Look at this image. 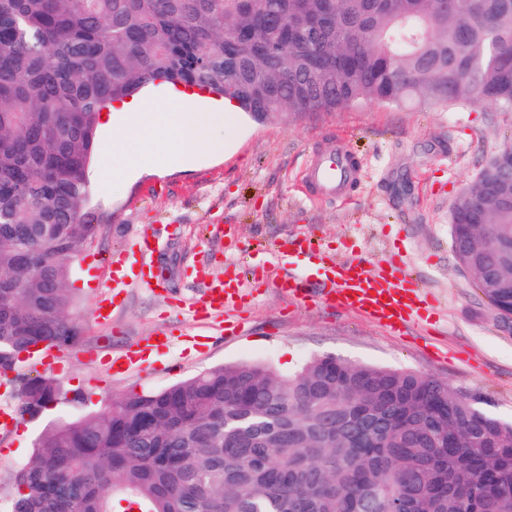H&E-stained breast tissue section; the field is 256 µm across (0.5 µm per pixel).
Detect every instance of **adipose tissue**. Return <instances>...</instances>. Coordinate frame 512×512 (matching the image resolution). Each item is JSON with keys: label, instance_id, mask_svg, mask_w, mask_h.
Masks as SVG:
<instances>
[{"label": "adipose tissue", "instance_id": "1", "mask_svg": "<svg viewBox=\"0 0 512 512\" xmlns=\"http://www.w3.org/2000/svg\"><path fill=\"white\" fill-rule=\"evenodd\" d=\"M193 102V95L187 93L175 94L170 100L175 109L173 123L180 134V154L186 158L210 150L213 146L209 136L211 127L223 122L225 116L233 112L229 104L220 112H194L190 109ZM150 106V101L137 96L121 103L120 110L126 116V123L113 133V145L131 141L144 149L153 145L155 129L149 114Z\"/></svg>", "mask_w": 512, "mask_h": 512}]
</instances>
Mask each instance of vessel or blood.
I'll use <instances>...</instances> for the list:
<instances>
[{
  "mask_svg": "<svg viewBox=\"0 0 512 512\" xmlns=\"http://www.w3.org/2000/svg\"><path fill=\"white\" fill-rule=\"evenodd\" d=\"M357 178V166L340 149L316 156L304 175L309 188L331 200L343 194ZM155 248L154 233L141 232L113 261L111 288L137 285L165 292L164 281L152 268ZM266 285L297 300L319 298L393 331L414 322L431 303L428 291L408 272L403 261L374 263L360 256L342 257L303 236L280 242L273 262L254 269L251 279H244L236 267L227 266L223 278L207 283L193 316L205 326L234 331L242 325L249 288ZM168 345V340L155 336L133 341L120 356L108 360L107 371L123 374L141 367L152 351Z\"/></svg>",
  "mask_w": 512,
  "mask_h": 512,
  "instance_id": "obj_1",
  "label": "vessel or blood"
}]
</instances>
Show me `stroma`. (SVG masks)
I'll use <instances>...</instances> for the list:
<instances>
[{
	"label": "stroma",
	"instance_id": "obj_1",
	"mask_svg": "<svg viewBox=\"0 0 512 512\" xmlns=\"http://www.w3.org/2000/svg\"><path fill=\"white\" fill-rule=\"evenodd\" d=\"M148 92L157 130L151 165L128 172L129 154L122 150L110 155L107 171L90 165L92 202L112 219L70 262L71 314L81 334L55 377V401L37 415H22L14 433L0 434V504L9 502L16 469L31 458L49 424L225 364L266 363L288 374L332 355L409 370L443 380L512 421V329L461 268L449 216L458 193L491 156L512 145V114L486 103L366 102L306 117L280 112L258 122L238 111L211 128L217 152L181 165L173 161L178 136L168 121L171 89ZM338 147L360 174L345 198L331 202L306 187L303 175L314 155ZM148 226L159 239L152 261L167 292L125 289L110 323H97L93 311L109 276L106 258ZM298 235L371 261L402 255L437 303L423 312L422 324L393 332L355 312L266 288L250 299L239 334L196 324L189 308L200 290L196 270L215 279L229 262L252 269L270 260L277 243ZM160 329L169 330L172 342L152 359L150 372L108 375L105 355Z\"/></svg>",
	"mask_w": 512,
	"mask_h": 512
}]
</instances>
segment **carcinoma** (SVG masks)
<instances>
[{"label": "carcinoma", "mask_w": 512, "mask_h": 512, "mask_svg": "<svg viewBox=\"0 0 512 512\" xmlns=\"http://www.w3.org/2000/svg\"><path fill=\"white\" fill-rule=\"evenodd\" d=\"M183 85L299 117L367 101L512 112V0H0V371L73 344L68 262L96 239L102 112ZM455 198L499 242L512 309V206L485 176ZM482 263L486 238L454 232ZM45 377L20 411L52 402ZM512 512V424L431 376L314 357L211 368L56 422L16 471L10 512Z\"/></svg>", "instance_id": "carcinoma-1"}]
</instances>
